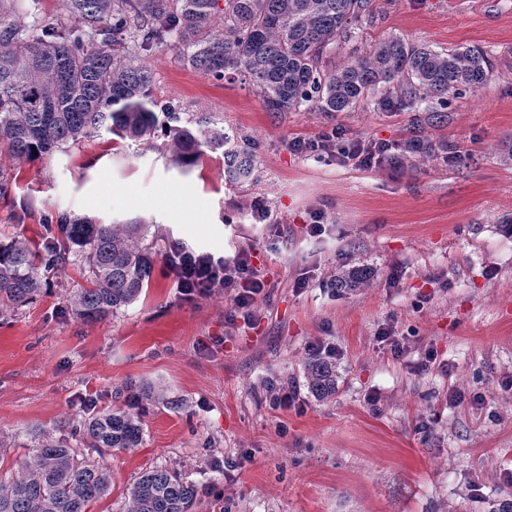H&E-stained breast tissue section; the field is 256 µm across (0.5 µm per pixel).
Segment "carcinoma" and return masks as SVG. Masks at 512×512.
Segmentation results:
<instances>
[{"mask_svg": "<svg viewBox=\"0 0 512 512\" xmlns=\"http://www.w3.org/2000/svg\"><path fill=\"white\" fill-rule=\"evenodd\" d=\"M370 0H63L57 18L27 22L19 0H0V155L14 163L52 156L107 132L153 145L162 140L181 170L221 152L224 176L246 182L254 157L231 144L215 112H184L153 94L154 74L140 55L176 37L184 67L214 80L240 77L270 112H348L372 99L429 112L473 94L490 79L478 46L435 50L393 37L325 69L323 56L350 43ZM222 20L224 29L212 31ZM43 249L29 240L0 243V317L34 302L48 287L43 268L82 265L87 286L68 299L77 317L103 321L133 304L149 285L153 246L142 224H101L57 212L44 219ZM367 269L351 268L336 288H360ZM308 387L336 392V364L311 357ZM68 435L34 434L17 473L0 478V512H90L109 494L110 470L70 441L97 452H122L143 441L142 412L91 413L67 422ZM194 484L176 472H143L128 490L126 512H190Z\"/></svg>", "mask_w": 512, "mask_h": 512, "instance_id": "carcinoma-1", "label": "carcinoma"}]
</instances>
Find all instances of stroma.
I'll return each instance as SVG.
<instances>
[{"label":"stroma","mask_w":512,"mask_h":512,"mask_svg":"<svg viewBox=\"0 0 512 512\" xmlns=\"http://www.w3.org/2000/svg\"><path fill=\"white\" fill-rule=\"evenodd\" d=\"M391 37L481 46L490 80L438 120L374 103L271 112L247 84L188 69L163 45L143 56L155 96L223 116L254 156L253 180H226L218 153L183 172L163 150L108 134L7 165L16 184L0 199V240L42 244L41 215L68 211L148 225L156 254L148 288L112 318L70 309L67 293L86 285L70 266L0 323V437L11 441L0 474L32 432L128 408L133 384L151 393L144 441L99 455L112 491L91 512H124L127 487L153 468L196 486L192 512H495L512 499V0H371L361 45ZM335 128L433 151L362 169L289 147ZM447 142L459 147L452 164ZM176 243L227 260L248 251L268 284L252 316L225 290L182 299L165 261ZM352 264L374 269L371 284L336 294ZM313 344L336 349L338 389L324 400L303 373ZM283 384L297 396L289 409L273 401Z\"/></svg>","instance_id":"35a3bbf8"}]
</instances>
